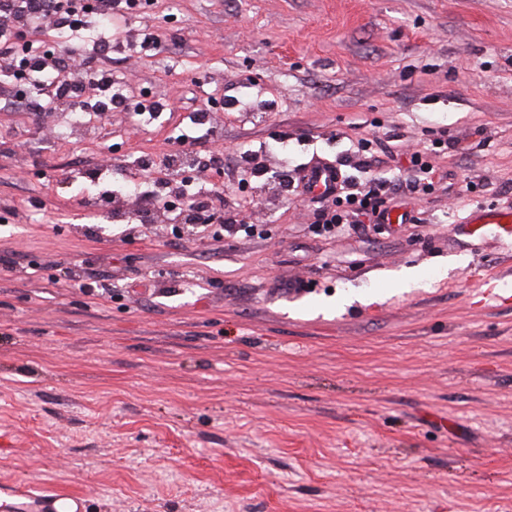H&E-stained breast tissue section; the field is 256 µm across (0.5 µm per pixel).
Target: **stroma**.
<instances>
[{
  "label": "stroma",
  "mask_w": 512,
  "mask_h": 512,
  "mask_svg": "<svg viewBox=\"0 0 512 512\" xmlns=\"http://www.w3.org/2000/svg\"><path fill=\"white\" fill-rule=\"evenodd\" d=\"M155 33V54L125 42ZM111 66L164 104L64 140L0 104V502L83 512H512V240L459 230L512 207V0H144ZM206 110L224 211L254 236L174 239L66 188L158 159ZM428 193L404 223L318 234L332 198L288 190L368 155ZM40 275L29 273L30 266ZM417 270L421 287L403 289Z\"/></svg>",
  "instance_id": "35a3bbf8"
}]
</instances>
